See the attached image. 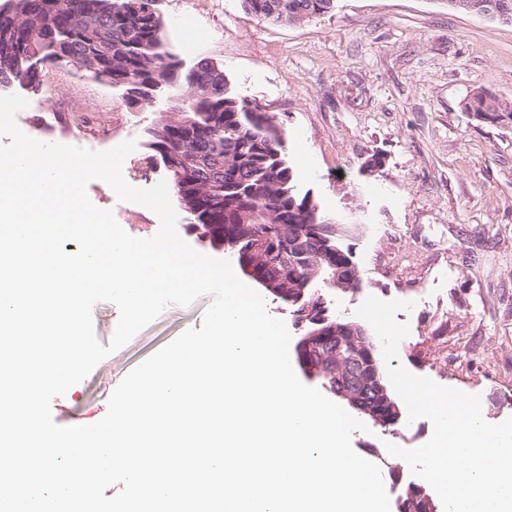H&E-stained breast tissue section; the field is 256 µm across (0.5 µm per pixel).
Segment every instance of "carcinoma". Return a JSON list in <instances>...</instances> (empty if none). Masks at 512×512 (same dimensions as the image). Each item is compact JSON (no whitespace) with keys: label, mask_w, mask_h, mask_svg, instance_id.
<instances>
[{"label":"carcinoma","mask_w":512,"mask_h":512,"mask_svg":"<svg viewBox=\"0 0 512 512\" xmlns=\"http://www.w3.org/2000/svg\"><path fill=\"white\" fill-rule=\"evenodd\" d=\"M161 0H4L0 30L11 33L12 46L0 44V85L33 94L42 90L47 65L65 67L57 45L70 55L86 49L83 27L92 22L112 47V83L123 92L127 110L137 109L133 92L152 98H173L178 117L147 129V164L161 163L172 190L189 215L190 226L218 246H227L238 265L251 266L267 280L266 292L298 313L292 299L298 281L312 279L325 287L331 270L324 258L336 242L304 239V266L287 270L279 261L283 245L312 224L328 223L319 202L301 192L284 155V131L278 118L249 117L250 101L228 87L222 67L202 59L191 67L173 54L165 37ZM256 18L300 24L336 7V0H242ZM455 11L477 14L491 22L512 17V0H445ZM55 10L53 30L36 34L23 16ZM466 112L478 121H512V103L482 88L464 100ZM324 352L316 360L320 383L341 385L343 356ZM379 407L377 398L361 391L354 412L363 420ZM399 512H428L434 496L422 484L410 483L399 496Z\"/></svg>","instance_id":"carcinoma-1"}]
</instances>
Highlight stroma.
Returning a JSON list of instances; mask_svg holds the SVG:
<instances>
[{"label": "stroma", "instance_id": "stroma-1", "mask_svg": "<svg viewBox=\"0 0 512 512\" xmlns=\"http://www.w3.org/2000/svg\"><path fill=\"white\" fill-rule=\"evenodd\" d=\"M165 37L186 65L208 59L239 95L275 114L301 190L340 224L359 286L328 294L331 316L356 320L367 297L414 302L397 313L410 334L398 347L412 374L481 397L484 419L512 417V123H479L464 99L486 88L512 102V24L448 9L444 0H338L291 25L256 18L242 0H162ZM16 124L44 142L106 151L127 140L123 165L138 188L163 179L147 166L146 130L167 118L158 99L127 111L119 90L49 67ZM87 193L126 232L158 224L94 180ZM211 303L165 308L51 411L62 426L105 416L124 377L188 329ZM425 418L370 427L354 450L380 467L390 501L413 476L388 454L429 440Z\"/></svg>", "mask_w": 512, "mask_h": 512}]
</instances>
